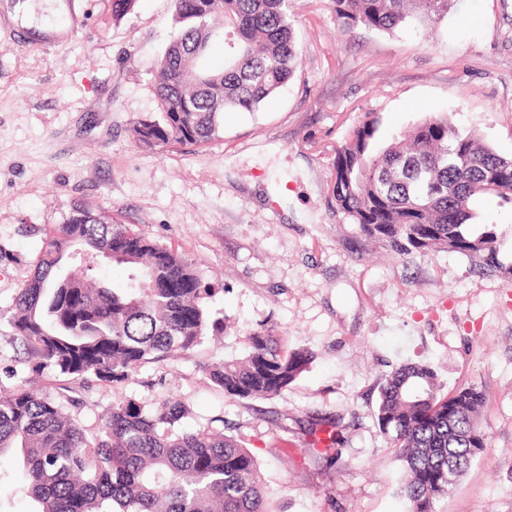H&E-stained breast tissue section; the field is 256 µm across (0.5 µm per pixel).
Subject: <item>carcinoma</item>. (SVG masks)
Here are the masks:
<instances>
[{"mask_svg":"<svg viewBox=\"0 0 512 512\" xmlns=\"http://www.w3.org/2000/svg\"><path fill=\"white\" fill-rule=\"evenodd\" d=\"M455 0H330L347 27L392 32L407 24H440ZM175 32L151 65L158 112L138 122L135 143L154 149L201 145L224 127V113L269 104L296 68L290 0H172ZM224 61L210 64L212 44ZM378 120L367 118L336 148L332 198L336 211L390 254L459 253L489 270L512 273L500 260L495 232L471 233L470 202L489 196L512 203V192L487 188L495 175L512 181V158L497 154L448 117L430 115L409 140L375 149ZM108 254L127 271L109 285L89 272L82 254ZM192 261L112 213L75 201L52 226L30 278L14 298V339L26 353L63 375L112 384L139 366L198 346L210 320ZM243 358L208 368L225 394L272 397L288 389L312 356L285 350L272 327L245 334ZM485 392L468 386L440 392L426 364L408 363L384 379L376 421L403 471L408 512H435L448 495V456L465 473L487 447L477 417ZM177 402L160 411L134 403L106 413L98 433L85 434L53 401L30 389L0 395V455L16 448L28 469L36 512H271L255 457L222 432H187ZM305 452L340 463L344 440L326 417L305 429Z\"/></svg>","mask_w":512,"mask_h":512,"instance_id":"cac0c4a2","label":"carcinoma"}]
</instances>
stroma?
Returning <instances> with one entry per match:
<instances>
[{
    "label": "stroma",
    "instance_id": "35a3bbf8",
    "mask_svg": "<svg viewBox=\"0 0 512 512\" xmlns=\"http://www.w3.org/2000/svg\"><path fill=\"white\" fill-rule=\"evenodd\" d=\"M53 5L45 14L31 0L21 18L0 0V394L34 390L89 435L113 405L176 401L186 430L251 450L272 512H407L374 412L384 378L422 362L445 393L486 395L488 447L436 512H512V275L452 252L393 256L331 196L334 150L369 112L381 147L444 115L512 157V0H458L434 29L392 34L345 27L329 0H291L298 65L273 103L225 113L206 146L160 150L136 147L133 127L157 110L150 61L171 39V0H137L118 21L110 0ZM77 200L188 256L223 333L112 385L37 367L13 339L10 307ZM470 208L512 263V205L477 197ZM267 326L309 350V367L270 399L224 395L207 366L242 357L245 333ZM313 415L338 423L340 464L302 453ZM25 479L19 453L0 455V512H35Z\"/></svg>",
    "mask_w": 512,
    "mask_h": 512
}]
</instances>
